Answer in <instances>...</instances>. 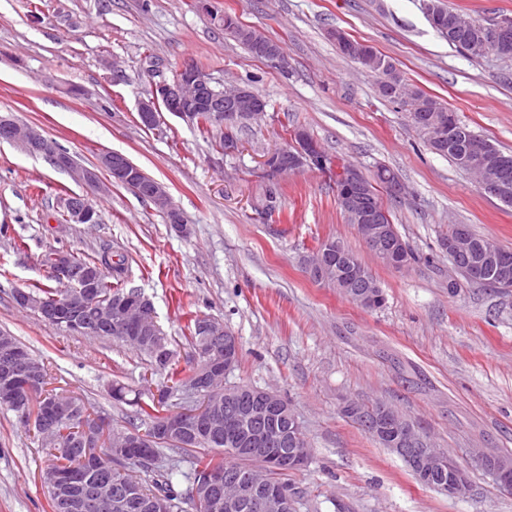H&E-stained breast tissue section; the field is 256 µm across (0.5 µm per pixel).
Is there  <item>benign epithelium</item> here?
<instances>
[{"mask_svg":"<svg viewBox=\"0 0 512 512\" xmlns=\"http://www.w3.org/2000/svg\"><path fill=\"white\" fill-rule=\"evenodd\" d=\"M490 36L484 37L477 51L481 54H502L507 49L506 39L512 31V17L500 15L489 22ZM185 76L174 77L154 85L152 97L140 103L142 124L153 125L158 120L160 108L171 114L190 121V107L200 106L202 111L213 113V118L225 132L258 120L265 115V101L250 87L238 85L233 88L218 87L209 76L195 69L191 64L181 68ZM429 137L434 142L449 139L454 128L453 117L424 120ZM0 133L10 142H19L31 153L45 155L65 169L70 170L79 179L97 192H106L112 183L137 181L138 171L128 157L117 151H106L99 155L97 166L106 171L109 179L104 181L98 172L76 165L67 151L55 142L46 139L36 127L22 124L13 118L0 115ZM291 145L281 154L275 167H270L268 158L261 159L263 168L280 177L287 172H295L316 161V143L305 131L293 134ZM470 159V173L479 187L486 193L499 197L503 195L499 170L512 162L507 158L493 156L486 143L476 141L467 147ZM343 183L355 188V192L346 190L337 196L338 204L345 215L353 221L367 248L384 263H391L394 244L398 238L393 225L383 221L382 212H367L362 208V199L371 191L372 182L356 166L341 173ZM151 198L156 203L164 202V213L175 210L167 187L159 182L152 185ZM70 220L76 224H94L97 216L88 199L73 197L68 200ZM448 255L457 258L472 253L474 242L468 231L460 226L455 234L448 238ZM488 264L497 267V284L504 290L512 289V278L508 269L497 265L498 244L489 241L481 246ZM345 292L351 302L369 309L375 306L381 296L376 281L359 272L355 278H342ZM19 303L40 310L45 316L56 319L65 318L76 335L93 334L87 327L88 317L98 314L106 324V329L129 336L143 335L149 332L145 320L144 307L137 301L119 300L111 310H96V299L84 289L77 288L66 296L63 308L47 309L38 298L25 291L16 292ZM200 346L197 351L205 353V360L187 380L183 390L193 397L203 398V403L189 410L173 411L161 421L154 434H182L186 426H191L203 438H211L224 431L234 435V452L258 462L248 479L235 480L222 469H209L192 488L191 496L196 505L206 512H295L294 498L279 486L271 484L267 477L270 466L288 471H299L307 466L310 453L302 444L301 425L285 404L282 396L267 389L252 390L240 385L238 390L250 393L245 405L249 416L247 425L236 427L239 409L231 401L236 392L229 389L225 378L238 361L239 346L237 338L224 324L202 318L198 323ZM41 364L38 360L21 351L13 341L0 337V399L8 402L21 421H26L27 410L41 388ZM78 405L73 397H56L49 405L43 419L40 440H45L48 431L57 422L77 416ZM378 417L386 424V429L395 438V452L405 460L415 478L450 498H462L470 493L471 486L463 468L447 452L435 447L430 439L411 426L408 419L395 409L374 404ZM288 417V427L281 433V441L288 445L284 452H271L272 432L283 417ZM103 435L90 437L87 427L78 428L77 443L81 446L83 458L94 470L105 477L88 483L80 499V507L88 512H101L112 509L114 512L126 508L129 500L123 496L112 495V461L123 457L130 448L140 447L148 440L142 433H110L107 423L98 422ZM113 449L112 454L101 450V443ZM479 460L486 471L492 475L504 489L512 490V459L498 453H481Z\"/></svg>","mask_w":512,"mask_h":512,"instance_id":"obj_1","label":"benign epithelium"}]
</instances>
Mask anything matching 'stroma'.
I'll return each instance as SVG.
<instances>
[{
  "label": "stroma",
  "instance_id": "obj_1",
  "mask_svg": "<svg viewBox=\"0 0 512 512\" xmlns=\"http://www.w3.org/2000/svg\"><path fill=\"white\" fill-rule=\"evenodd\" d=\"M278 41L281 70L225 37L202 0H0V113L37 126L80 165L119 151L165 183L186 228L120 184L96 193L42 155L0 142V330L52 369L54 387L83 399L114 426L132 406L109 396L113 381L150 395L165 377L115 338L75 336L20 308L18 290L53 288L46 251L124 256L128 287L153 304L182 368L193 364L190 316L223 322L239 359L227 381L277 391L310 448L292 473L297 512H512V492L478 459L512 452V292L457 279L443 243L452 224L512 250V207L435 153L405 106L383 99L376 80L328 37L344 30L372 45L411 83L438 97L498 148L512 151V58L469 57L430 25L423 0H213ZM123 76L113 79L111 62ZM213 82L249 85L268 103L261 123L233 128L234 151L162 113L138 123L155 83L184 65ZM81 95H73L72 86ZM297 121L335 162L373 176L393 170L401 191L376 193L413 253L386 266L346 222L331 174L285 175L281 210L258 214L263 154L283 146ZM90 200L95 224L63 221V202ZM326 239L341 241L376 277L379 309L349 301L309 278L303 260ZM385 403L418 425L465 469L471 492L451 499L420 484L403 460L344 418V402ZM48 459L17 415L0 407V512H50Z\"/></svg>",
  "mask_w": 512,
  "mask_h": 512
}]
</instances>
